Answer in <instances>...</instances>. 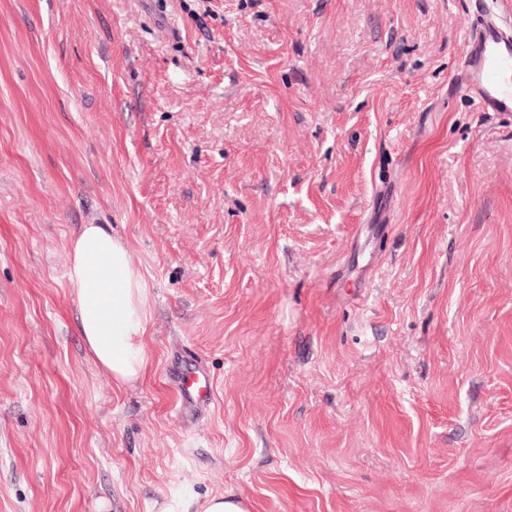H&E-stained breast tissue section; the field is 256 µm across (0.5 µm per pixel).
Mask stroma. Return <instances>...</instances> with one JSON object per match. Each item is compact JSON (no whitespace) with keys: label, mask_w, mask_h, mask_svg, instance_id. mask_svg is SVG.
I'll list each match as a JSON object with an SVG mask.
<instances>
[{"label":"stroma","mask_w":512,"mask_h":512,"mask_svg":"<svg viewBox=\"0 0 512 512\" xmlns=\"http://www.w3.org/2000/svg\"><path fill=\"white\" fill-rule=\"evenodd\" d=\"M506 9L0 0V512H512V114L457 67ZM85 224L149 288L121 388ZM67 280L90 358L118 386L144 378L150 365V295L123 241L85 224L67 245ZM178 390L182 399L189 404H207L211 396L208 377L193 369H185L180 374ZM199 510L195 512H249L247 500L224 497V495L207 496L202 503L197 502Z\"/></svg>","instance_id":"35a3bbf8"}]
</instances>
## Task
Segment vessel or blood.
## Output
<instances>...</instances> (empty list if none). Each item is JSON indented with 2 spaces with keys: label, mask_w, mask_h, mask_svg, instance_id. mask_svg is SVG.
<instances>
[{
  "label": "vessel or blood",
  "mask_w": 512,
  "mask_h": 512,
  "mask_svg": "<svg viewBox=\"0 0 512 512\" xmlns=\"http://www.w3.org/2000/svg\"><path fill=\"white\" fill-rule=\"evenodd\" d=\"M464 66L461 88L481 111L512 112V36L499 15L482 14L472 27ZM178 390L189 404H207L211 396L208 377L192 369L181 373Z\"/></svg>",
  "instance_id": "obj_1"
}]
</instances>
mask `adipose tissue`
I'll use <instances>...</instances> for the list:
<instances>
[{"label":"adipose tissue","mask_w":512,"mask_h":512,"mask_svg":"<svg viewBox=\"0 0 512 512\" xmlns=\"http://www.w3.org/2000/svg\"><path fill=\"white\" fill-rule=\"evenodd\" d=\"M67 280L90 358L117 386L144 378L150 295L123 241L101 225H83L67 245Z\"/></svg>","instance_id":"adipose-tissue-1"}]
</instances>
